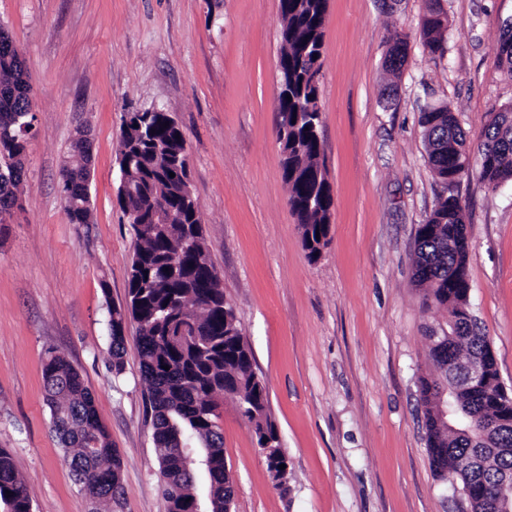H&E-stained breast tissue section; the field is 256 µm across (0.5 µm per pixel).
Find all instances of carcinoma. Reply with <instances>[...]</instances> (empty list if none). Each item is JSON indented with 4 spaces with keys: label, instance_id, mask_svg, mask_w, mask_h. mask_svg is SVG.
<instances>
[{
    "label": "carcinoma",
    "instance_id": "cac0c4a2",
    "mask_svg": "<svg viewBox=\"0 0 512 512\" xmlns=\"http://www.w3.org/2000/svg\"><path fill=\"white\" fill-rule=\"evenodd\" d=\"M328 0H288L281 16L286 45L280 48L288 87L281 101L277 135L285 139L281 158L288 205L298 224L307 257L316 261L328 243L332 199L326 193L327 169L320 136L319 87L309 71L322 69ZM448 15L431 0L420 20L423 45L444 53ZM408 42L389 44L385 68L397 74L405 65ZM500 61L512 75V31L504 33ZM33 86L22 52L0 25V210L10 209L23 192V157L34 127ZM420 123L429 148L428 165L444 184L424 223L418 225L412 278L422 305L436 311L443 340L429 344L434 366L419 377V397L431 466L441 477L461 482L467 508L497 512L500 481L512 475V397L500 390L495 357L478 320L468 315L469 237L464 207L455 187L464 171L467 139L447 106L430 107ZM184 133L168 112L127 113L116 161L132 190L118 193L117 204L135 233L126 300L108 307L112 369H124V330L138 324L140 375L148 389L155 449L167 512H185L200 498L205 512H230L233 480L224 463V438L216 423L214 397L232 400L251 423L268 471L282 482L288 464L270 414L264 381L253 368L233 306L210 260L200 209L187 201L192 186L184 170ZM91 166L90 142L76 138L62 167L65 189L82 197ZM174 176H169V173ZM479 177L493 190L512 181V105L493 115L479 151ZM72 224L91 223V205L65 207ZM481 359L485 382L464 377L468 361ZM169 369H163V366ZM51 423L58 434L76 484L100 486L94 512H113L123 493L122 463L112 448L92 392L64 357L48 355L42 368ZM461 409L457 420L435 416V399L444 386ZM0 504L7 512H32L30 490L15 456L0 448Z\"/></svg>",
    "mask_w": 512,
    "mask_h": 512
}]
</instances>
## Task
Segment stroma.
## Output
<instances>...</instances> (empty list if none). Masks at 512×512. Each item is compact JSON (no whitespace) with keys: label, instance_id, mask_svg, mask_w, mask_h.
I'll return each instance as SVG.
<instances>
[{"label":"stroma","instance_id":"obj_1","mask_svg":"<svg viewBox=\"0 0 512 512\" xmlns=\"http://www.w3.org/2000/svg\"><path fill=\"white\" fill-rule=\"evenodd\" d=\"M442 4L438 57L419 32L428 0H329L319 102L334 208L312 262L280 165L279 0H0L36 90L26 191L0 224V447L17 459L34 512L90 509L51 429V351L80 372L120 455L115 512H167L136 330L117 376L107 325L135 240L116 202V152L126 113L152 107L184 132L210 257L289 460L276 485L249 421L217 398L233 512H465L430 465L418 402L434 314L412 284V257L443 192L420 112L450 106L479 148L512 102L499 61L512 0ZM398 33L409 50L394 79L384 55ZM81 128L93 147L92 221L73 224L59 172ZM458 193L472 312L512 390V185L492 190L474 173Z\"/></svg>","mask_w":512,"mask_h":512}]
</instances>
